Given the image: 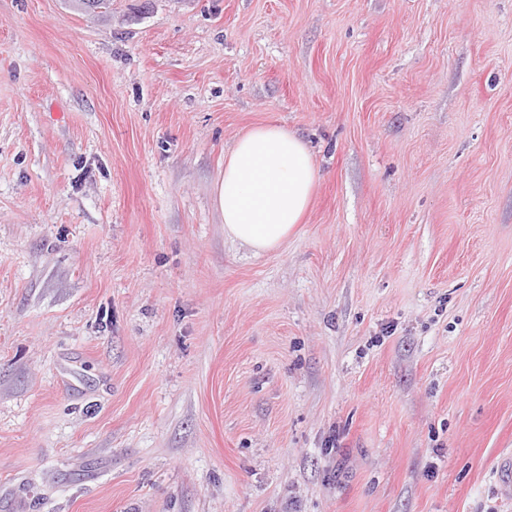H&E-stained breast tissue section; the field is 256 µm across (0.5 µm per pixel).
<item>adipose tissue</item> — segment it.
<instances>
[{"mask_svg": "<svg viewBox=\"0 0 512 512\" xmlns=\"http://www.w3.org/2000/svg\"><path fill=\"white\" fill-rule=\"evenodd\" d=\"M318 171L305 142L269 124L240 136L224 156L214 202L224 235L253 253L283 248L306 215Z\"/></svg>", "mask_w": 512, "mask_h": 512, "instance_id": "adipose-tissue-1", "label": "adipose tissue"}]
</instances>
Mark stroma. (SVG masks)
I'll list each match as a JSON object with an SVG mask.
<instances>
[{"mask_svg":"<svg viewBox=\"0 0 512 512\" xmlns=\"http://www.w3.org/2000/svg\"><path fill=\"white\" fill-rule=\"evenodd\" d=\"M303 138L256 255L214 186ZM512 0H0V512H512ZM317 182L311 153L295 133L275 124L250 129L225 153L214 187L224 236L255 254L280 250L302 224Z\"/></svg>","mask_w":512,"mask_h":512,"instance_id":"obj_1","label":"stroma"}]
</instances>
